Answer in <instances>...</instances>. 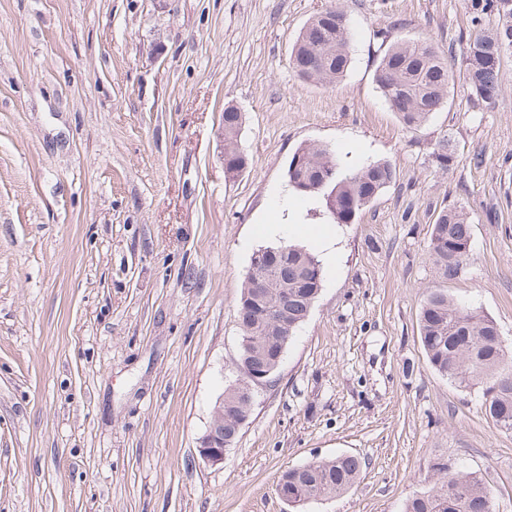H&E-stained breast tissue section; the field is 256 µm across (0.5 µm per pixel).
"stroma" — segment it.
<instances>
[{
  "label": "stroma",
  "instance_id": "1",
  "mask_svg": "<svg viewBox=\"0 0 512 512\" xmlns=\"http://www.w3.org/2000/svg\"><path fill=\"white\" fill-rule=\"evenodd\" d=\"M340 3L351 63L297 76L294 42ZM468 0H0V512H404L444 460L512 512V432L429 364L430 288L512 347V54L495 104L462 71L407 131L374 81L380 34L461 63ZM248 156L224 176V109ZM455 144L448 169L434 151ZM304 143L395 181L354 223L297 194ZM472 224L458 276L430 258L440 207ZM331 233L334 263L272 385L219 465L196 446L237 376V306L265 218ZM364 460L342 495L292 507L282 473Z\"/></svg>",
  "mask_w": 512,
  "mask_h": 512
}]
</instances>
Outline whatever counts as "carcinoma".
Returning a JSON list of instances; mask_svg holds the SVG:
<instances>
[{
	"label": "carcinoma",
	"mask_w": 512,
	"mask_h": 512,
	"mask_svg": "<svg viewBox=\"0 0 512 512\" xmlns=\"http://www.w3.org/2000/svg\"><path fill=\"white\" fill-rule=\"evenodd\" d=\"M475 28L463 55L464 79L470 100L476 106L492 103L501 89L500 68L490 61L512 52V0H469ZM325 58L313 71L306 61ZM298 74L322 85H333L350 64L346 17L332 6L313 16L301 31L292 52ZM375 82L382 97L405 128L416 130L446 104L453 72L435 48L410 40L389 45L375 70ZM242 112L224 113V175L233 177L247 166L239 145ZM455 152L453 142L444 138L436 158L447 168ZM294 156L298 168L288 166L289 185L299 193L323 197L325 207L338 224H351L358 213L387 188L395 178L391 164L372 162L345 173L328 149L304 144ZM472 224L467 213L456 207L440 210L432 224L429 250L442 279L455 277L468 255ZM260 269L288 282L286 288H253L251 278L241 287L237 307L241 339L238 361L254 356L274 358L308 317L321 290V266L317 257L302 246L283 243L269 255L258 258ZM288 309V322L271 324L269 309ZM420 339L431 367L465 389L482 391L484 413L502 431H512V358L505 345L493 341L498 335L494 321L484 313L458 304L448 290L429 288L419 316ZM224 410L249 415L240 390L232 383L224 390ZM363 461L355 455H338L286 470L292 502L330 498L348 491L356 482ZM436 478L429 489L413 496L405 512H485L494 501L490 487L473 472L446 462L433 465Z\"/></svg>",
	"instance_id": "1"
}]
</instances>
